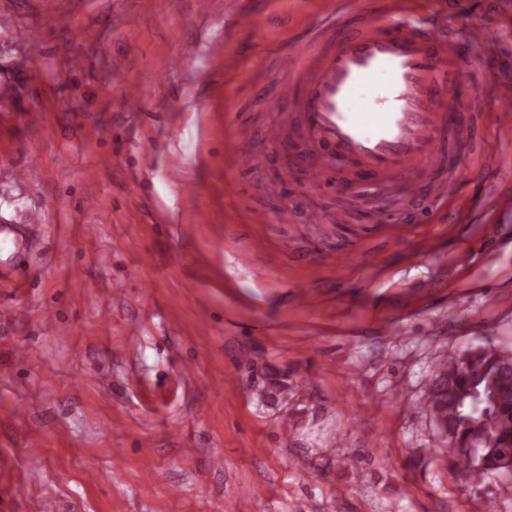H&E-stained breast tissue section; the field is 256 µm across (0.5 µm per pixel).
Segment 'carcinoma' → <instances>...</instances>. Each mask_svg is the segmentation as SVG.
<instances>
[{"instance_id": "1", "label": "carcinoma", "mask_w": 512, "mask_h": 512, "mask_svg": "<svg viewBox=\"0 0 512 512\" xmlns=\"http://www.w3.org/2000/svg\"><path fill=\"white\" fill-rule=\"evenodd\" d=\"M427 393L440 457L466 490L504 471L512 453V348L476 346L435 367Z\"/></svg>"}]
</instances>
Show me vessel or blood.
Instances as JSON below:
<instances>
[{"label": "vessel or blood", "mask_w": 512, "mask_h": 512, "mask_svg": "<svg viewBox=\"0 0 512 512\" xmlns=\"http://www.w3.org/2000/svg\"><path fill=\"white\" fill-rule=\"evenodd\" d=\"M320 37L294 42L279 59L289 79L279 83L281 114L297 113L300 124L280 122L268 134L278 147L289 140L307 147V183L327 181L340 165L359 179L389 181L407 197L420 193L435 203L453 188L443 171L457 155L448 113L459 106L471 71L451 50L457 39L475 37L482 60L493 64L500 42L493 33L455 22L452 16L421 12L416 0H368L358 9L326 7L312 21ZM489 111L512 113V82L491 86ZM479 174L512 182L496 150L484 149ZM318 224L320 210H253L254 224L297 221Z\"/></svg>", "instance_id": "obj_1"}]
</instances>
